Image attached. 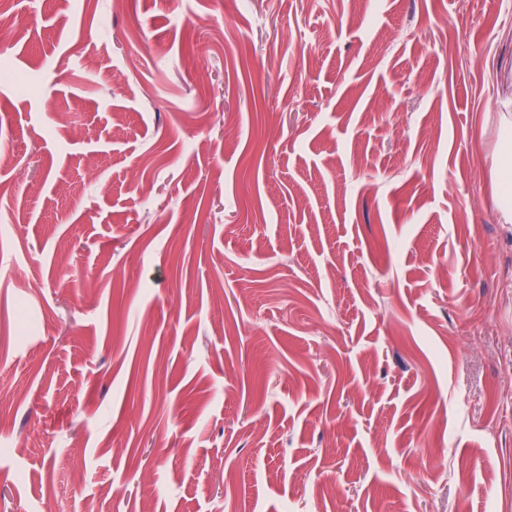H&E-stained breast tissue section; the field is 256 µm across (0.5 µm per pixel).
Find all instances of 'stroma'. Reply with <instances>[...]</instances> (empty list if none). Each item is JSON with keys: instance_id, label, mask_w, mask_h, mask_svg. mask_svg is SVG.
<instances>
[{"instance_id": "35a3bbf8", "label": "stroma", "mask_w": 512, "mask_h": 512, "mask_svg": "<svg viewBox=\"0 0 512 512\" xmlns=\"http://www.w3.org/2000/svg\"><path fill=\"white\" fill-rule=\"evenodd\" d=\"M0 13V512H512V0ZM508 114L503 113L501 117L499 143L491 170L500 223L503 224H512V116Z\"/></svg>"}]
</instances>
